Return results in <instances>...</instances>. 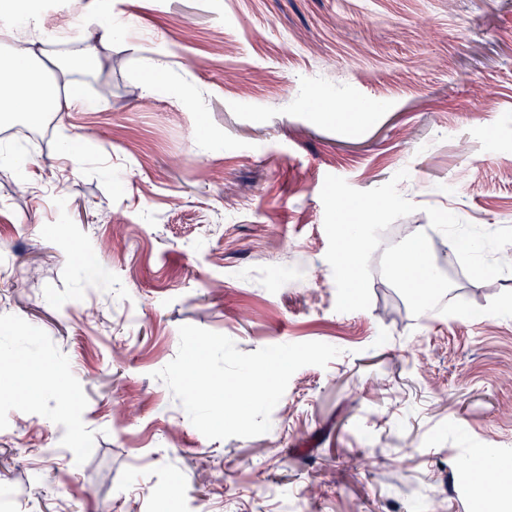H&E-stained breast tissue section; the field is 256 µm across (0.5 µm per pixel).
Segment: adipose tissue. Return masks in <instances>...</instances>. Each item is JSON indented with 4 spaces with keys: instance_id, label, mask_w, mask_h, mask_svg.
I'll return each instance as SVG.
<instances>
[{
    "instance_id": "adipose-tissue-1",
    "label": "adipose tissue",
    "mask_w": 512,
    "mask_h": 512,
    "mask_svg": "<svg viewBox=\"0 0 512 512\" xmlns=\"http://www.w3.org/2000/svg\"><path fill=\"white\" fill-rule=\"evenodd\" d=\"M0 10L20 16L24 20L23 50L6 56V64L19 71L32 88L29 98H16L10 90L0 88V120L10 122L16 119L35 124L49 112H62L82 105V97L74 91L60 92L48 83L46 71L48 66H60L68 61L81 69L94 70L100 65V53L97 45L87 41L80 42L69 52L68 56L50 55L48 60H41L34 44L40 43L42 34L37 24V15L32 11L29 0H0Z\"/></svg>"
}]
</instances>
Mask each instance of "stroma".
I'll return each mask as SVG.
<instances>
[{"instance_id":"35a3bbf8","label":"stroma","mask_w":512,"mask_h":512,"mask_svg":"<svg viewBox=\"0 0 512 512\" xmlns=\"http://www.w3.org/2000/svg\"><path fill=\"white\" fill-rule=\"evenodd\" d=\"M100 14L126 26L103 66L51 73L84 108L5 128L0 361L50 376L0 386V512H512L505 475L474 495L512 460V273L469 278L425 212L512 226V0H68L52 51ZM404 168L418 209L336 311L324 179ZM416 241L426 301L395 265ZM187 324L342 353L267 433L210 440L154 377Z\"/></svg>"}]
</instances>
